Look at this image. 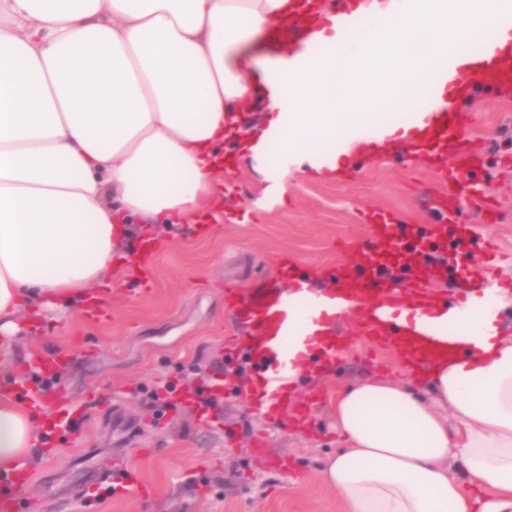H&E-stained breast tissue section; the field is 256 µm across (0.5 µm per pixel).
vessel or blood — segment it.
<instances>
[{
  "label": "vessel or blood",
  "mask_w": 512,
  "mask_h": 512,
  "mask_svg": "<svg viewBox=\"0 0 512 512\" xmlns=\"http://www.w3.org/2000/svg\"><path fill=\"white\" fill-rule=\"evenodd\" d=\"M292 34L293 59L311 64L309 34L303 24H296ZM483 90L497 92L503 100L512 101V69L494 65L480 71L471 79L467 93L472 96ZM430 110L433 119L427 126L424 143L439 157L436 170L439 189L433 197V223L422 227L404 224L389 212L371 219V246L348 242L344 247L347 260L330 268L336 290L328 301L316 294L294 302L280 288H257L249 293L235 287L225 288L224 303L235 319L253 334L265 338L256 348L247 347L246 337H239L238 342L247 348L253 384L272 391L275 400L287 397L288 380L300 366L294 349L304 329L291 318L297 306L324 312L330 301H357L368 312L362 325L356 328L357 335L372 342L376 349L399 356L407 368L419 371L427 365L426 352H409L404 338L383 331L397 308L411 309L415 317L412 332L423 336L431 328L427 314L433 301L432 288L448 275L456 277L457 309L453 319L457 322L467 321L471 303L484 298L493 288L492 264H475L472 255L477 250L493 253L495 245L465 224L459 210L460 196L473 188L481 161L464 146V125L453 104L435 97ZM432 253L437 254V262H427V255ZM70 362L71 355L65 351L51 355L35 353L29 367L43 379L53 380ZM223 397L224 375L217 372L211 376L207 388L187 387L180 392L178 400L205 424L214 417ZM53 409L70 425L82 417L84 406L60 390L55 394ZM103 481L115 498L147 491L135 474L125 468L104 475ZM28 482L29 475L23 470L8 477L10 490L0 494V512H16V496Z\"/></svg>",
  "instance_id": "obj_1"
}]
</instances>
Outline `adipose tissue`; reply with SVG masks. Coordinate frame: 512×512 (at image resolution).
<instances>
[{"label":"adipose tissue","instance_id":"obj_1","mask_svg":"<svg viewBox=\"0 0 512 512\" xmlns=\"http://www.w3.org/2000/svg\"><path fill=\"white\" fill-rule=\"evenodd\" d=\"M299 0H0V349L32 311L63 312L123 276L121 241L218 213L225 142L307 155L435 81L460 98L485 67L481 0H365L368 28L315 15L313 63L274 79L272 28ZM455 46L453 82L433 62ZM264 98L260 124L241 109ZM426 395L376 379L336 398L346 447L322 471L344 512H512V326L437 301ZM44 417L0 396V473L36 455Z\"/></svg>","mask_w":512,"mask_h":512}]
</instances>
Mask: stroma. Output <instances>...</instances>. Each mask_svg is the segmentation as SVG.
I'll return each mask as SVG.
<instances>
[{
    "instance_id": "1",
    "label": "stroma",
    "mask_w": 512,
    "mask_h": 512,
    "mask_svg": "<svg viewBox=\"0 0 512 512\" xmlns=\"http://www.w3.org/2000/svg\"><path fill=\"white\" fill-rule=\"evenodd\" d=\"M458 110L467 146L483 160L475 193L494 198L500 215L487 224L471 203L463 219L495 240L505 260L494 274L512 281V169L501 166L503 156H512V104L486 92ZM271 164L283 199H270L264 175L235 156L224 211L207 235L186 227L163 236L151 278L131 271L113 284L101 321H87L76 309L36 316L11 352L0 354V387L33 391L27 357L65 350L76 361L60 387L77 400L90 389L97 395L77 434L54 437L52 451L32 461L19 512H343L321 477L343 446L332 412L336 392L376 375L401 376L399 357L354 335L357 315L340 316L336 329L347 346L294 398L299 406L316 399L311 429L291 427L287 413L268 419L236 392L249 381L250 368L224 347L245 333L225 309L224 289L280 287L275 263L284 253L311 272L344 261L342 241L370 240L360 220L367 209L394 210L409 224L431 223L428 201L438 184L404 151L353 158L348 182L333 172L309 176L292 157L275 154ZM217 361L227 387L218 420L204 426L178 405L176 392L200 383ZM144 386L164 392L163 415L142 404ZM258 439L266 448L261 459L253 452ZM282 457L293 461L294 472L276 471ZM123 466L152 487L150 496H98L97 476Z\"/></svg>"
}]
</instances>
